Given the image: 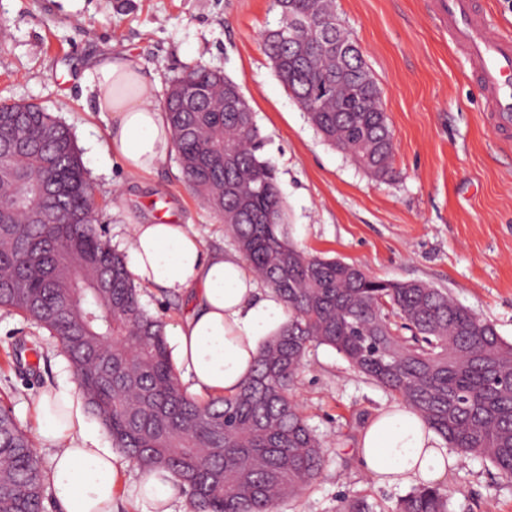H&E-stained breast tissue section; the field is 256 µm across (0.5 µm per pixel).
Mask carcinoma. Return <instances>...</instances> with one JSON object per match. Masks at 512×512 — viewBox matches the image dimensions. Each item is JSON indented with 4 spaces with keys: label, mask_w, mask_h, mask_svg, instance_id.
Here are the masks:
<instances>
[{
    "label": "carcinoma",
    "mask_w": 512,
    "mask_h": 512,
    "mask_svg": "<svg viewBox=\"0 0 512 512\" xmlns=\"http://www.w3.org/2000/svg\"><path fill=\"white\" fill-rule=\"evenodd\" d=\"M263 34L274 72L333 147L370 176L393 172L381 90L333 0H273ZM240 86L193 69L165 109L187 183L221 217L236 250L283 300L288 323L236 393L199 399L180 382L165 323L140 302L123 254L88 199L93 187L69 126L31 103H0V307L62 342L90 412L141 470L169 471L192 512H275L322 472V442L295 400L309 350L328 345L465 456L512 477V343L425 282L370 276L306 253L286 229L276 170ZM122 350L112 352L109 342ZM47 469L0 406V512H45ZM451 494L417 487L397 512H450ZM339 512H377L344 498Z\"/></svg>",
    "instance_id": "obj_1"
}]
</instances>
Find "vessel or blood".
<instances>
[{"label": "vessel or blood", "instance_id": "obj_1", "mask_svg": "<svg viewBox=\"0 0 512 512\" xmlns=\"http://www.w3.org/2000/svg\"><path fill=\"white\" fill-rule=\"evenodd\" d=\"M435 13L473 65L486 102V124L500 141H512V36L491 35L490 17L480 0H436Z\"/></svg>", "mask_w": 512, "mask_h": 512}]
</instances>
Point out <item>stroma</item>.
<instances>
[{"label": "stroma", "mask_w": 512, "mask_h": 512, "mask_svg": "<svg viewBox=\"0 0 512 512\" xmlns=\"http://www.w3.org/2000/svg\"><path fill=\"white\" fill-rule=\"evenodd\" d=\"M335 2L394 133L393 174L382 181L324 141L275 76L262 43L279 18L272 0H0V101L40 105L71 127L113 248L129 225L168 213L193 225L206 248L230 251L223 221L186 184L177 154L134 177L105 153L109 115L83 80L110 48L158 76L159 104L174 77L199 65L221 71L255 113L299 247L380 279L446 289L512 342V148H500L483 120L470 61L432 20L431 0ZM73 378L55 338L0 308V405L27 434L33 397ZM295 398L326 462L276 512H336L347 496L394 512L407 488L374 484L356 454L361 431L394 396L322 345L308 353ZM443 486L452 512H512V477L483 458H462Z\"/></svg>", "instance_id": "1"}]
</instances>
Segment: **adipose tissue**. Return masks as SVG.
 <instances>
[{
    "instance_id": "1",
    "label": "adipose tissue",
    "mask_w": 512,
    "mask_h": 512,
    "mask_svg": "<svg viewBox=\"0 0 512 512\" xmlns=\"http://www.w3.org/2000/svg\"><path fill=\"white\" fill-rule=\"evenodd\" d=\"M97 111L111 115L108 149L132 174L154 169L173 148L155 80L123 52L100 54L85 73ZM135 282L186 299L171 329L173 356L192 391L236 393L251 377L269 336L288 320L282 299L264 287L238 252L206 249L191 225L134 224L126 239ZM36 433L52 458L49 489L64 512H115L121 465L112 447L88 432L83 394L74 383L38 393ZM363 472L381 486H434L460 461L419 415L401 405L380 411L362 431ZM137 497L153 512H173L180 489L170 473L143 472Z\"/></svg>"
}]
</instances>
